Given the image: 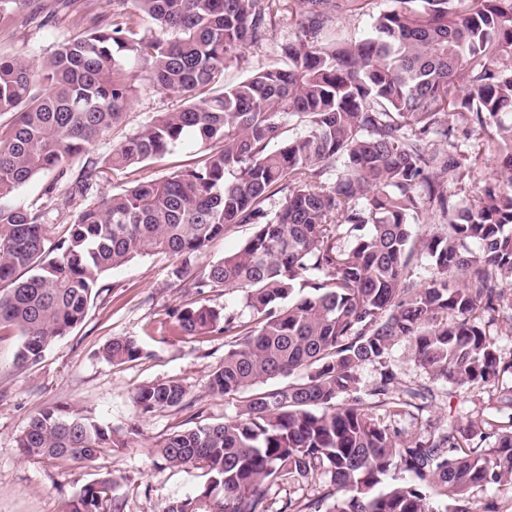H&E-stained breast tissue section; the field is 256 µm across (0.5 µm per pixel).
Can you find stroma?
I'll return each mask as SVG.
<instances>
[{
    "label": "stroma",
    "instance_id": "obj_1",
    "mask_svg": "<svg viewBox=\"0 0 512 512\" xmlns=\"http://www.w3.org/2000/svg\"><path fill=\"white\" fill-rule=\"evenodd\" d=\"M276 28L262 45L247 49L241 62L224 72L225 82L244 76L249 70L270 63L278 43L293 37L299 11L297 0H281ZM105 15L119 11L118 0H17V5L0 19V54L42 61L58 41L71 32L70 15L81 10ZM136 92L123 124L98 141L93 156L111 152L126 135L140 130L160 112L177 109L181 100L173 94L154 90L147 81L135 82ZM495 138L457 136L453 147L464 163L473 167L472 179L451 185L457 199L473 198V181H489L494 173ZM198 145L180 146L160 159L147 162L137 174L125 170L106 171L98 194L124 188L131 177L159 179L193 165L201 156ZM53 195H45L48 185ZM67 190L55 172L38 174L22 186L16 203L45 214L49 238H62L84 206L77 200L61 202ZM181 260L165 255L140 256L104 274L102 294L90 305L84 321L57 339L42 360L26 368L16 367L15 354L20 337L15 328L0 329V512H65L73 495L99 479L113 477V491L123 512H164L172 501L193 495L207 480L201 467L176 468L161 460L156 444L182 426H194L197 417L221 422L238 413L237 398L212 394L209 379L224 360V338L220 335L183 336L172 332L175 315L202 304L249 320L250 313L239 293L221 288L194 289L175 285ZM116 336L137 339L147 355L137 361L115 365L103 356V348ZM390 364L404 385L428 386L434 391L420 419L405 417L396 427L402 438L425 436L427 427L467 426L480 419L504 421L497 409L498 392L479 384L452 385L426 373L415 358L410 340L395 343ZM176 378L186 385L193 404L182 410H159L140 414L133 398L147 383ZM58 405L80 408L99 422L129 432L126 448L101 455L92 466L24 456L16 438L30 415L44 407Z\"/></svg>",
    "mask_w": 512,
    "mask_h": 512
}]
</instances>
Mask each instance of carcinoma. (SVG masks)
<instances>
[{"label":"carcinoma","mask_w":512,"mask_h":512,"mask_svg":"<svg viewBox=\"0 0 512 512\" xmlns=\"http://www.w3.org/2000/svg\"><path fill=\"white\" fill-rule=\"evenodd\" d=\"M279 2L132 0L110 18L74 16L71 37L39 63L0 59V114L13 115L0 133V282L12 285L0 327L19 331L16 363H36L84 321L106 272L149 254L188 262L251 224L236 252L176 271L180 288L241 292L253 320L207 305L176 316L181 335L224 334L209 389L245 400L235 418H204L157 444L169 465L209 475L165 512H322V498L272 490L323 475L336 490L329 512H500L472 507V496L512 482V424L450 422L400 440L387 421L422 413L433 394L401 384L388 356L409 338L436 380L495 385L512 374V353L483 321L512 309V0H398L354 41L332 29L355 0H299L300 33L277 46L278 60L217 87L243 49L266 40ZM138 73L185 105L107 157L89 155L121 122ZM461 128L497 136L493 182L469 202L448 194L462 162L437 148ZM184 142L204 145L194 165L87 204L50 247L44 214L14 202L51 170L70 185L67 201L84 199L104 170L135 172ZM81 156L77 171L64 165ZM425 209L443 224L420 251L413 226ZM425 254L433 276L422 284L411 271ZM104 356L122 364L145 353L114 337ZM369 363L380 377L363 390ZM187 397L170 378L134 402L144 415ZM127 444L84 411L56 407L17 437L27 456L85 464ZM393 466L411 481L381 487ZM113 486H85L66 512H103Z\"/></svg>","instance_id":"carcinoma-1"}]
</instances>
